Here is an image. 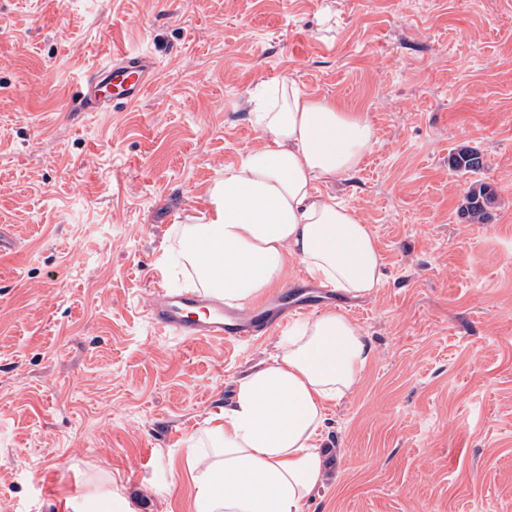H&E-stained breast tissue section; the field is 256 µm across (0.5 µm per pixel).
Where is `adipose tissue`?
I'll use <instances>...</instances> for the list:
<instances>
[{
  "label": "adipose tissue",
  "instance_id": "obj_1",
  "mask_svg": "<svg viewBox=\"0 0 512 512\" xmlns=\"http://www.w3.org/2000/svg\"><path fill=\"white\" fill-rule=\"evenodd\" d=\"M261 146L208 189L206 223L180 230L178 264L191 284L225 304L255 303L290 261L350 297L371 295L382 256L356 211L318 186L351 175L375 138L365 116L315 99L293 82L253 100ZM373 356L371 340L344 312L297 321L279 353L242 376L210 420L213 448L190 453L195 512H302L330 475L320 445L326 404L352 392Z\"/></svg>",
  "mask_w": 512,
  "mask_h": 512
}]
</instances>
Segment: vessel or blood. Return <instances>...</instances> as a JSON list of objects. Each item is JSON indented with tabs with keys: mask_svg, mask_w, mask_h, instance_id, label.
Listing matches in <instances>:
<instances>
[{
	"mask_svg": "<svg viewBox=\"0 0 512 512\" xmlns=\"http://www.w3.org/2000/svg\"><path fill=\"white\" fill-rule=\"evenodd\" d=\"M154 58L139 51H121L89 71L73 104L77 112H107L135 106L148 89ZM317 287L278 298L274 308L225 305L202 292H176L156 286L148 315L160 332L183 341L207 339L240 344L272 334L293 313H305L327 297Z\"/></svg>",
	"mask_w": 512,
	"mask_h": 512,
	"instance_id": "obj_1",
	"label": "vessel or blood"
}]
</instances>
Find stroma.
Wrapping results in <instances>:
<instances>
[{"instance_id": "obj_1", "label": "stroma", "mask_w": 512, "mask_h": 512, "mask_svg": "<svg viewBox=\"0 0 512 512\" xmlns=\"http://www.w3.org/2000/svg\"><path fill=\"white\" fill-rule=\"evenodd\" d=\"M123 47L158 63L141 101L72 113ZM284 79L375 128L321 190L384 273L345 308L374 356L327 404L333 478L302 512H512V0H0V512H113L111 488L190 512L189 449L281 335H165L152 273ZM475 181L487 224L459 215ZM452 169L461 173H477L483 167L480 154L472 149H460L449 158Z\"/></svg>"}]
</instances>
